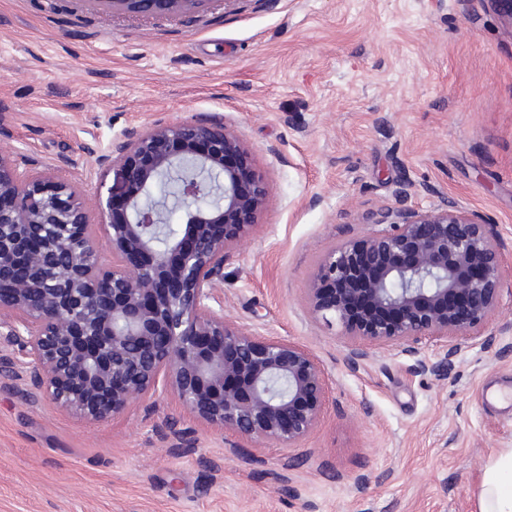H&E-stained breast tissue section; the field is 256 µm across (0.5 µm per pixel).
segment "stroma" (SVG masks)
<instances>
[{"instance_id":"35a3bbf8","label":"stroma","mask_w":512,"mask_h":512,"mask_svg":"<svg viewBox=\"0 0 512 512\" xmlns=\"http://www.w3.org/2000/svg\"><path fill=\"white\" fill-rule=\"evenodd\" d=\"M191 116L238 135L267 188L224 260V315L312 353L320 422L298 447L257 448L171 395L89 423L27 375L0 380V512H477L487 460L512 448V406L480 395L512 384L496 353L512 346V25L489 0H0V149L58 168L85 204L112 180L94 152ZM443 203L501 246L494 346L455 337L441 376L414 368L444 354L428 337L347 365L349 339L307 309L314 270L371 232L370 212ZM205 0H96L109 9L124 10L136 13H151L156 10H166L180 13L195 8Z\"/></svg>"}]
</instances>
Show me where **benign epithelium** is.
Here are the masks:
<instances>
[{
  "mask_svg": "<svg viewBox=\"0 0 512 512\" xmlns=\"http://www.w3.org/2000/svg\"><path fill=\"white\" fill-rule=\"evenodd\" d=\"M111 10L180 13L202 0H96ZM112 185L85 207L57 170L0 153V342L25 360H1L58 409L104 422L166 393L206 424L256 446L295 448L318 425L325 375L284 338L224 318V258L254 229L267 201L245 182L248 148L221 121L187 118L130 129L96 157ZM176 183L182 225L153 190ZM372 232L332 248L307 292L312 316L366 346L415 356L424 336L481 329L501 301L502 256L488 225L446 204L372 213ZM110 259H105L104 255ZM448 346L421 372L443 375Z\"/></svg>",
  "mask_w": 512,
  "mask_h": 512,
  "instance_id": "benign-epithelium-1",
  "label": "benign epithelium"
}]
</instances>
